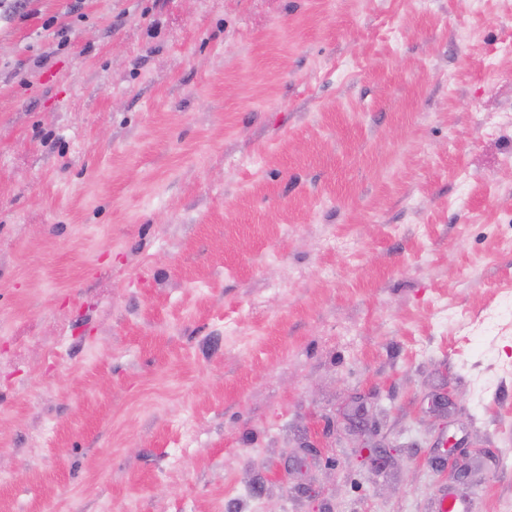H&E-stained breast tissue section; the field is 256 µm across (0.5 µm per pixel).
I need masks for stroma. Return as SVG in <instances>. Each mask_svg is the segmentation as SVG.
Masks as SVG:
<instances>
[{"label":"stroma","mask_w":512,"mask_h":512,"mask_svg":"<svg viewBox=\"0 0 512 512\" xmlns=\"http://www.w3.org/2000/svg\"><path fill=\"white\" fill-rule=\"evenodd\" d=\"M510 156L512 0H0V512H512Z\"/></svg>","instance_id":"obj_1"}]
</instances>
